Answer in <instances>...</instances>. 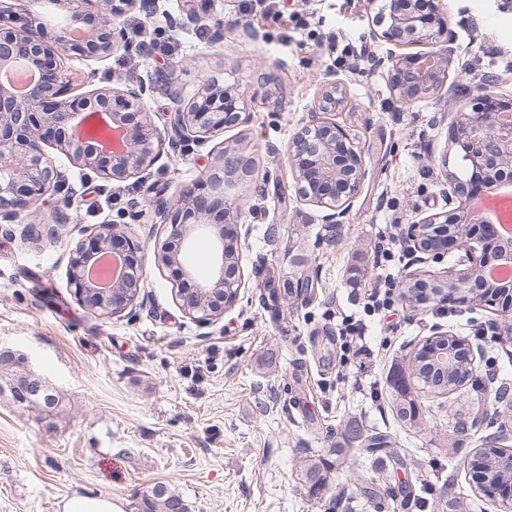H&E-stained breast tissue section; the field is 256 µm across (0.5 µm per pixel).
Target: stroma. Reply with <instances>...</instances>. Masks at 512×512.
Listing matches in <instances>:
<instances>
[{
    "label": "stroma",
    "mask_w": 512,
    "mask_h": 512,
    "mask_svg": "<svg viewBox=\"0 0 512 512\" xmlns=\"http://www.w3.org/2000/svg\"><path fill=\"white\" fill-rule=\"evenodd\" d=\"M384 0H278L276 17L257 24L256 42L225 33L223 42L198 25L177 30L170 50L152 56L116 52L104 60H72L92 73L93 87L118 80L145 81L148 110L162 132L173 129L175 105L166 78L175 74L186 92L209 80L236 84L248 123L203 142H177L150 168L115 184L86 178L54 147L46 153L58 172L59 193L49 197L43 220L59 224L54 242L0 234V351L24 355L59 396L56 406L31 408L0 395V512H61L72 493L112 496L125 512H139L155 484H166L188 512H326L340 491L359 496L357 468L378 470L377 494L357 512H421L417 498L429 485L431 500L445 487L449 457L480 449L489 427L465 437L452 430L454 394L422 400L426 427L409 430L395 419L387 380L396 359L414 353L430 336L473 338L477 329L512 323V313L489 306L472 310L431 302H396L386 314H366L379 285L377 245L394 227L453 212L449 175L471 164L448 140L460 112L456 86L475 94L484 85L512 96V0H441L450 34L420 53L447 54L443 87L406 104L387 84V47L367 44L366 71L341 65L330 37L363 40ZM153 17L196 11L214 19L243 15L241 0H159ZM335 73L347 106L336 116L350 126L367 178L337 224L300 201L288 165V146ZM255 157L266 197L261 212L242 195L240 260L244 279L234 304L207 323L181 309L173 273L158 266L157 242L169 227L154 223V200L175 197L182 185L215 168L224 148ZM116 195L109 204L108 195ZM140 220L129 235L144 246L143 282L136 304L114 317L85 309L67 281L77 243L100 224L115 223L131 201ZM464 252L442 261L406 250L388 269L398 280L459 267ZM274 273L289 284L285 320L274 322L256 286ZM347 315L366 327V354L345 348L336 328ZM359 419L386 435L389 445L341 463L344 428ZM318 452L331 466L320 500L297 478L300 457Z\"/></svg>",
    "instance_id": "obj_1"
}]
</instances>
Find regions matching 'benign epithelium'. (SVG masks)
<instances>
[{
  "instance_id": "1",
  "label": "benign epithelium",
  "mask_w": 512,
  "mask_h": 512,
  "mask_svg": "<svg viewBox=\"0 0 512 512\" xmlns=\"http://www.w3.org/2000/svg\"><path fill=\"white\" fill-rule=\"evenodd\" d=\"M66 8V23L49 33L40 11L41 0H0V66L23 62L33 66L38 81L26 94L15 95L0 85V224H26L24 237L33 241L54 239L53 227L40 229L38 202L53 195L57 174L44 146L50 144L80 170H89L109 182H123L152 166L159 158L163 137L145 104V83L128 82L124 87L95 88L84 96L71 97L75 77L63 67L62 58L75 52L101 60L117 50L130 53L134 45L117 19L140 9L152 17L157 0H50ZM96 7L88 13L86 8ZM385 26L372 28L367 38L394 47L390 51L387 80L400 100L414 102L437 91L448 79L450 61L441 52L403 53L396 50L419 43H436L448 34V22L438 0L419 9L414 0H389ZM76 28L82 36L73 38ZM243 40L257 41L258 32L241 19H220L214 24V40H224V30ZM325 74L321 100L309 110L306 124L292 139L289 150L298 198L325 212L329 223L343 214L365 182L367 172L361 153L348 127L326 117L343 104L337 97L340 82ZM170 97L177 105L175 128L180 139L203 141L215 133L249 121L247 103L239 89L214 80L200 93L186 99L182 88L171 84ZM512 114V98L481 88L471 101V111L460 114L450 127L449 139L468 153L471 178L450 183L451 194L465 207L490 186L512 185V122L501 117ZM98 116L120 132L119 147L107 149L79 133L82 123ZM254 158L240 148H224L217 171L181 187L174 202L155 205L154 218L171 224L170 239L157 247V264L174 272L176 296L183 310L206 322L224 313L235 300L231 291L240 288V264L226 258L227 250L239 254L241 210L231 205L232 194L256 181ZM464 236L446 233L430 249L441 260L447 251L468 248L469 266L448 271L460 288H439L442 302L453 307L512 306V283H489L485 273L503 262L512 264V240L499 236L496 227L476 219L467 220ZM209 232L215 253L211 276L196 278L183 262L181 247L194 234ZM143 246L124 226L102 224L73 250L67 279L84 307L101 316L124 312L137 300L143 277ZM110 257L121 262L122 274L109 285L96 284L89 275L90 263ZM438 360L458 364L474 360L469 343L457 336H444ZM479 472V488L501 512H512V451L489 448L471 461Z\"/></svg>"
}]
</instances>
